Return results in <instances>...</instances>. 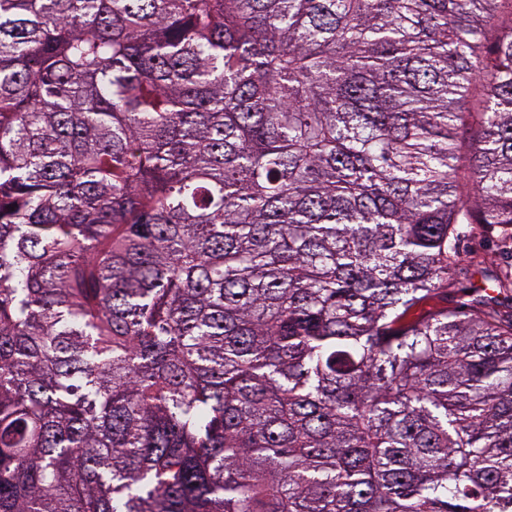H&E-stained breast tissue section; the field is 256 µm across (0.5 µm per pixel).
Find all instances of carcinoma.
Instances as JSON below:
<instances>
[{
	"instance_id": "carcinoma-1",
	"label": "carcinoma",
	"mask_w": 512,
	"mask_h": 512,
	"mask_svg": "<svg viewBox=\"0 0 512 512\" xmlns=\"http://www.w3.org/2000/svg\"><path fill=\"white\" fill-rule=\"evenodd\" d=\"M464 224L512 0H0V512H512Z\"/></svg>"
}]
</instances>
